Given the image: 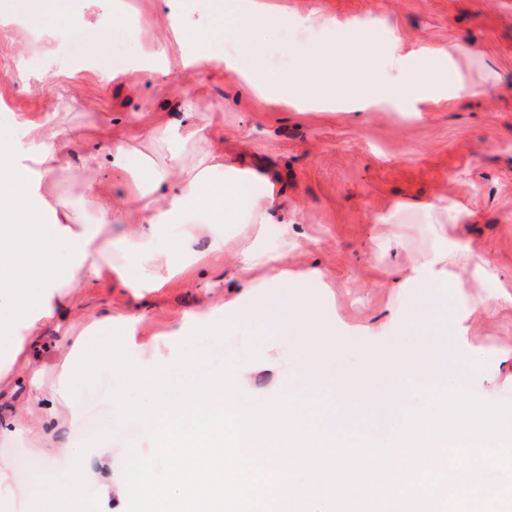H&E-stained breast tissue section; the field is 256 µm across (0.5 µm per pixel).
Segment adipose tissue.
Returning <instances> with one entry per match:
<instances>
[{
	"instance_id": "obj_1",
	"label": "adipose tissue",
	"mask_w": 512,
	"mask_h": 512,
	"mask_svg": "<svg viewBox=\"0 0 512 512\" xmlns=\"http://www.w3.org/2000/svg\"><path fill=\"white\" fill-rule=\"evenodd\" d=\"M380 46L375 36L368 35L359 43H343L335 53L319 52L300 59L289 82L290 95L296 99L332 98L340 86L360 95L369 93L371 84H354L344 65L353 57L371 58ZM13 131V124H0V393L26 384L30 395L28 420L0 419V439L26 436L45 445L51 443L46 425L63 399L60 384L45 386L46 366L33 356L42 328L51 322L64 324L75 289L111 283L121 270L105 258L106 250L115 244L106 236L107 225L82 223L79 204L56 208L42 197L32 172L51 173L55 151L44 149L31 164H18L13 160ZM193 148L196 163L185 164L182 156L174 153L168 165L160 167L147 159L133 160L125 146H118L111 154L112 164L135 166V191L124 193L116 202L97 187L88 189L117 224L124 208L163 193L165 206H148L142 222L130 226L117 243L124 253L145 256L149 266L140 279L144 287H159L162 279L156 267L169 266L173 254L194 253L201 240H208L210 250H223L220 225L270 221L278 196L272 183L228 172L223 150L206 136H197ZM237 263L243 283L239 298L209 304L201 330L222 334L226 317L238 314L240 298L256 293L250 271L267 267L266 285L271 292L256 311L270 325L291 326L301 333V381L316 386L322 378V353L316 341L331 330L317 314L315 295L298 303L288 301L290 289L310 287L312 274L289 270L285 254L255 244L238 254ZM447 361L448 343L440 333H421L385 359L378 349H365L361 368L340 375L332 384L342 405L367 403L381 408L380 421L387 429L384 441L397 469L390 478V494L395 500L425 498L428 488L423 474H431L437 481L450 475L456 464L475 468L489 457L502 464L512 456V443L476 409H466L453 418L443 409L396 420L394 407L400 396L396 378L407 375L430 381L444 373ZM111 466L109 460L91 457L77 475L27 500L26 512H85L86 485Z\"/></svg>"
}]
</instances>
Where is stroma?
<instances>
[{
  "mask_svg": "<svg viewBox=\"0 0 512 512\" xmlns=\"http://www.w3.org/2000/svg\"><path fill=\"white\" fill-rule=\"evenodd\" d=\"M233 2L188 0L185 41L169 50L168 64L112 80L103 75L106 66L155 49L169 27L170 0H48L35 21L20 0H0V120L32 119L42 131L38 142L18 132L17 163L57 146L60 127H81L84 139L59 148L40 191L53 204L84 200L83 222L100 224L107 217L88 200V185L122 191L131 181L108 159L114 133L162 164L168 151L147 134L176 125V146L189 163L194 152L185 135L201 129L223 145L225 165L276 186L279 201L263 232L276 237L289 267L322 272L326 302L318 313L351 340L343 353L325 357V386L306 394L324 406L325 423L336 417L330 380L357 369L363 347L387 352L410 343L405 323L420 304L422 282L431 281L448 328L447 377L436 385L403 380L405 407L453 404L459 387L489 420L512 424V0H257L280 22L274 37L256 33L248 54L224 42ZM86 28L112 38L93 50ZM202 28L215 50L231 56L230 69L182 67V49L197 43ZM369 34L385 46L368 68L372 81L396 85L434 58L477 94L456 97L447 86L423 85L405 99L344 94L275 103L243 83L252 54L269 59V77L281 84L315 48ZM190 101L196 116L187 127L180 120ZM451 210L460 213L457 223L446 220ZM253 238L251 225L226 226L223 253L191 264L163 288L139 298L117 283L83 288L73 304L100 318L137 309L131 357L171 364L207 302L234 297V254ZM261 327L266 336L259 359L246 364L245 395L297 393L285 370L296 362V337L266 328L257 316L239 321L224 343L208 342L211 367L240 359L250 330ZM81 400L84 413L106 423L105 433L85 436L83 423L64 416L57 439L115 458L133 440L150 451L142 433L112 425L114 405L102 384L83 389ZM45 462L30 439L0 442V467L15 477L0 512H24L27 498L46 491Z\"/></svg>",
  "mask_w": 512,
  "mask_h": 512,
  "instance_id": "35a3bbf8",
  "label": "stroma"
}]
</instances>
